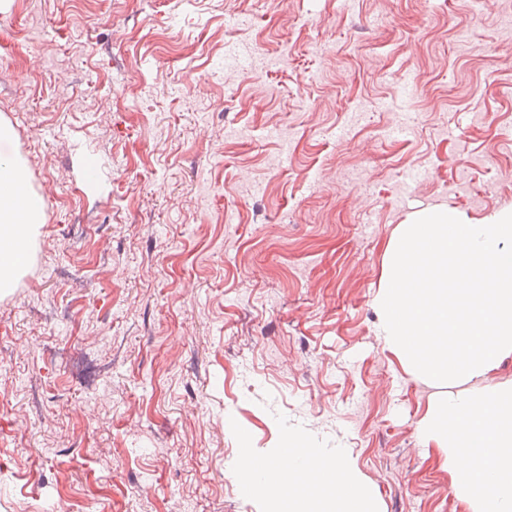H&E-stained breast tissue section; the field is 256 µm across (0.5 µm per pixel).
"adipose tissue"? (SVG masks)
<instances>
[{"instance_id":"1","label":"adipose tissue","mask_w":512,"mask_h":512,"mask_svg":"<svg viewBox=\"0 0 512 512\" xmlns=\"http://www.w3.org/2000/svg\"><path fill=\"white\" fill-rule=\"evenodd\" d=\"M45 221L44 200L28 185L24 163L0 162V295L13 288L26 268L30 246ZM428 446L438 449L453 478V487L468 512H512V388L488 386L479 392L440 393L420 421ZM316 476L322 498L333 512H376L372 489L363 483L342 456L309 452L280 455L254 474L247 490L276 492L295 498L304 480Z\"/></svg>"}]
</instances>
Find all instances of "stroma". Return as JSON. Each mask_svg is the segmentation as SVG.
<instances>
[{"mask_svg":"<svg viewBox=\"0 0 512 512\" xmlns=\"http://www.w3.org/2000/svg\"><path fill=\"white\" fill-rule=\"evenodd\" d=\"M502 8L0 6L6 150L46 214L0 297V512H269L240 463L291 441L340 453L379 512H466L375 298L411 213L512 209Z\"/></svg>","mask_w":512,"mask_h":512,"instance_id":"35a3bbf8","label":"stroma"}]
</instances>
